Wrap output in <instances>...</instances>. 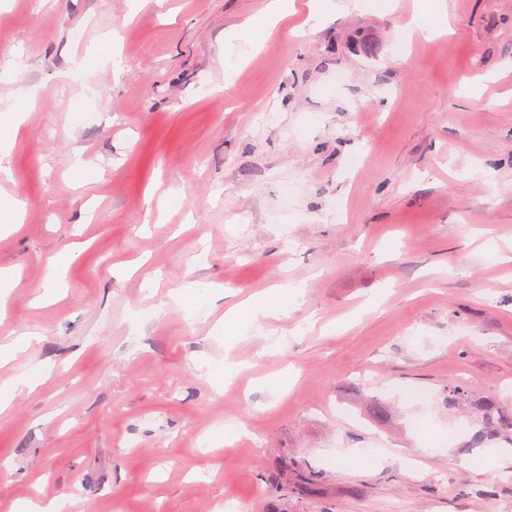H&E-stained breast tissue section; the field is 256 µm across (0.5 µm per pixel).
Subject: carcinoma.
Masks as SVG:
<instances>
[{
  "label": "carcinoma",
  "mask_w": 512,
  "mask_h": 512,
  "mask_svg": "<svg viewBox=\"0 0 512 512\" xmlns=\"http://www.w3.org/2000/svg\"><path fill=\"white\" fill-rule=\"evenodd\" d=\"M459 404L469 406V425L472 429L471 445L483 448L505 443L512 447V410L492 398H479L463 382H448V407Z\"/></svg>",
  "instance_id": "obj_1"
}]
</instances>
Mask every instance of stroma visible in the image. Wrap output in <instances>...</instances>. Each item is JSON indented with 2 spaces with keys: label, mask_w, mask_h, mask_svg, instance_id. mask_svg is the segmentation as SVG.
<instances>
[{
  "label": "stroma",
  "mask_w": 512,
  "mask_h": 512,
  "mask_svg": "<svg viewBox=\"0 0 512 512\" xmlns=\"http://www.w3.org/2000/svg\"><path fill=\"white\" fill-rule=\"evenodd\" d=\"M270 2L0 0V200L26 203L0 209V512L512 501V452L446 403L512 394V0H447L452 33L414 41L432 0L252 27ZM271 307L268 302H256L236 308L224 322V339L232 342L238 336L244 324L253 325L258 320V315L264 310L262 307Z\"/></svg>",
  "instance_id": "1"
}]
</instances>
